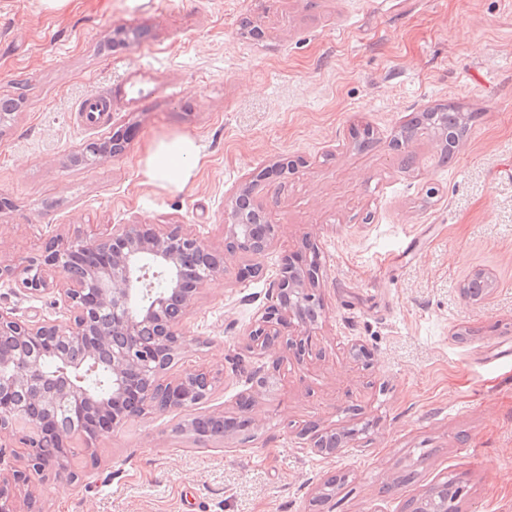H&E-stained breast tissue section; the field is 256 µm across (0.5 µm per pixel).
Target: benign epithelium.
<instances>
[{
	"mask_svg": "<svg viewBox=\"0 0 512 512\" xmlns=\"http://www.w3.org/2000/svg\"><path fill=\"white\" fill-rule=\"evenodd\" d=\"M100 143L92 141L72 155L76 163L94 162ZM266 173L250 177L228 205L224 250L259 257L275 243L274 226L253 188ZM147 260L167 274L165 288L139 301L138 271ZM319 258L288 259L273 282L271 302L249 332V347L272 353L293 341L281 328L295 318L316 322L322 309ZM224 273L223 257L198 236L171 224L157 232L145 224H118L93 238L55 236L40 253L20 263L0 262V281H14L31 292H53L68 312L64 321H22L0 309V441L20 444L21 455L36 473L67 469L73 439L94 456V442L126 420L149 411L186 409L213 389L214 377L202 380L186 371L166 377L170 365L151 367L168 355L187 351L181 326L198 290ZM492 276L477 271L464 284V297L478 302L490 292ZM57 369L48 371L43 355ZM104 368L112 378V394L98 399L85 383L86 368ZM47 384L28 408L15 401V391ZM57 435L62 451L55 458L42 452V440ZM341 434L320 436L313 447L336 453Z\"/></svg>",
	"mask_w": 512,
	"mask_h": 512,
	"instance_id": "benign-epithelium-1",
	"label": "benign epithelium"
}]
</instances>
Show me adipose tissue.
I'll use <instances>...</instances> for the list:
<instances>
[{
    "mask_svg": "<svg viewBox=\"0 0 512 512\" xmlns=\"http://www.w3.org/2000/svg\"><path fill=\"white\" fill-rule=\"evenodd\" d=\"M198 148L188 137H178L154 146L146 161L145 174L151 183L177 190L183 189L191 175V160Z\"/></svg>",
    "mask_w": 512,
    "mask_h": 512,
    "instance_id": "1",
    "label": "adipose tissue"
}]
</instances>
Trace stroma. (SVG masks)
Here are the masks:
<instances>
[{"instance_id":"obj_1","label":"stroma","mask_w":512,"mask_h":512,"mask_svg":"<svg viewBox=\"0 0 512 512\" xmlns=\"http://www.w3.org/2000/svg\"><path fill=\"white\" fill-rule=\"evenodd\" d=\"M98 91L133 135L122 154L77 166L71 154L112 132L73 118ZM3 97L18 110L0 133L2 259L109 224H182L223 251L227 203L264 169L255 194L276 229L260 273L225 257L183 323L189 351L171 372H210L211 393L127 420L95 457H72L69 481L4 449L16 512H408L449 479L460 512H512V0H0ZM448 104L477 115L451 162L427 133L390 148L395 130ZM179 136L200 161L170 191L145 162ZM285 159L292 168L272 172ZM307 242L324 309L305 354L249 351L271 282ZM478 270L495 283L471 303L461 288ZM0 309L64 317L53 294L9 281ZM274 363L251 425L185 431L239 416ZM313 427L343 432L335 455L313 448Z\"/></svg>"}]
</instances>
